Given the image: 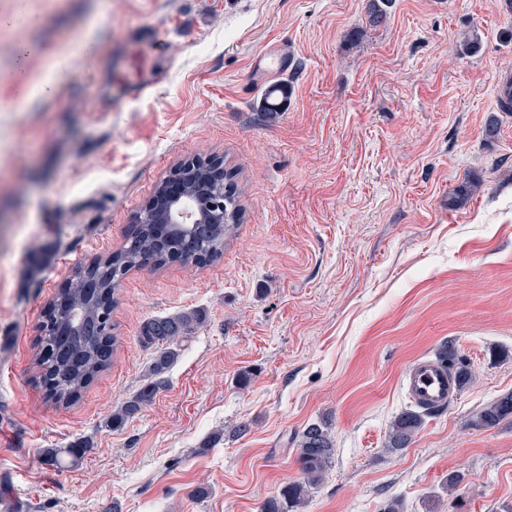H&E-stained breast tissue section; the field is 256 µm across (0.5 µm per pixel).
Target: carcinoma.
Instances as JSON below:
<instances>
[{
  "mask_svg": "<svg viewBox=\"0 0 512 512\" xmlns=\"http://www.w3.org/2000/svg\"><path fill=\"white\" fill-rule=\"evenodd\" d=\"M178 177L197 190L207 188L210 182L209 171L201 163L180 170ZM476 189L473 182H465L448 199V207L461 206ZM242 218L236 190L232 183L226 182L224 223L208 221L193 228L192 243L198 253L196 263L206 265L219 259L229 234ZM178 242V237L173 234L163 239L156 236L153 209L146 208L133 237L111 254L78 266L58 300L45 308L36 364L39 383L55 404L68 406L75 402L82 390L110 365L116 336L106 328V323L111 320L115 294L121 286L118 275L124 276L147 263L156 267L166 265L169 250ZM201 322V314L190 311L152 318L144 324L142 340L160 346L151 367L153 380L112 414V425L118 426L135 417L151 401L159 385L157 377L178 356L176 345ZM437 356L453 371L458 388L470 383L469 365L459 356L455 344L441 346ZM437 413V409L423 414L408 410L396 415L389 427L387 448L397 452L408 447L421 429L424 416ZM511 419L512 393H506L477 411L470 424L475 428L490 429ZM65 455L75 459L78 451L75 448H49L44 452L48 464L53 466L62 464ZM334 456L335 444L329 428L321 422L306 425L297 440L302 480L283 486L277 496L262 503L260 512H293L297 509L322 481Z\"/></svg>",
  "mask_w": 512,
  "mask_h": 512,
  "instance_id": "1",
  "label": "carcinoma"
}]
</instances>
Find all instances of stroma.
<instances>
[{"instance_id": "35a3bbf8", "label": "stroma", "mask_w": 512, "mask_h": 512, "mask_svg": "<svg viewBox=\"0 0 512 512\" xmlns=\"http://www.w3.org/2000/svg\"><path fill=\"white\" fill-rule=\"evenodd\" d=\"M48 50L92 35L26 106L0 81V512H260L300 480L296 436L335 459L297 512H512V423L471 416L512 391V0H0ZM478 33L477 52L462 51ZM293 56L263 111L255 55ZM149 82L137 93L140 82ZM499 135L485 140L488 117ZM219 157L245 217L206 266H145L112 308L110 366L77 402L38 383L42 312L75 267L120 248L160 180ZM477 181L470 201L448 199ZM198 310L153 400L113 427L157 349L151 318ZM456 342L473 380L390 451L401 375ZM246 432H238V425ZM83 450L56 468L44 449ZM459 475L456 486L448 479Z\"/></svg>"}]
</instances>
